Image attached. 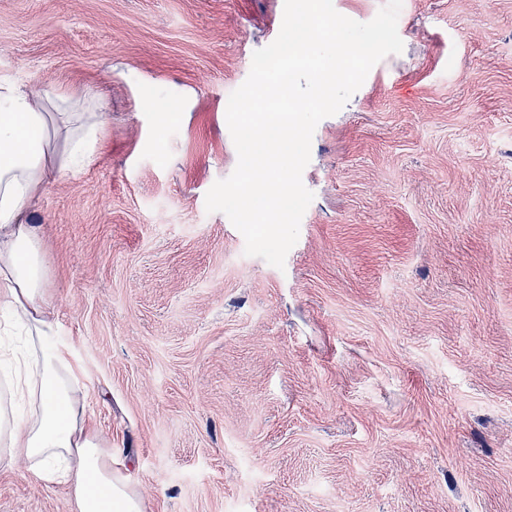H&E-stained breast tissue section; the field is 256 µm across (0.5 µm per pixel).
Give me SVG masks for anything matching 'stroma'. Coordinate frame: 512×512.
Segmentation results:
<instances>
[{
    "instance_id": "stroma-1",
    "label": "stroma",
    "mask_w": 512,
    "mask_h": 512,
    "mask_svg": "<svg viewBox=\"0 0 512 512\" xmlns=\"http://www.w3.org/2000/svg\"><path fill=\"white\" fill-rule=\"evenodd\" d=\"M279 0H0V77L90 96L29 223L148 512H512V0H403L316 127L284 269L205 195ZM0 512H69L0 470Z\"/></svg>"
}]
</instances>
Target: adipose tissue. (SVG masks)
Returning <instances> with one entry per match:
<instances>
[{"label":"adipose tissue","instance_id":"adipose-tissue-1","mask_svg":"<svg viewBox=\"0 0 512 512\" xmlns=\"http://www.w3.org/2000/svg\"><path fill=\"white\" fill-rule=\"evenodd\" d=\"M100 125L81 99L0 78V469L64 485L71 512H147L126 458L87 423L83 371L26 221L51 180L91 163Z\"/></svg>","mask_w":512,"mask_h":512}]
</instances>
